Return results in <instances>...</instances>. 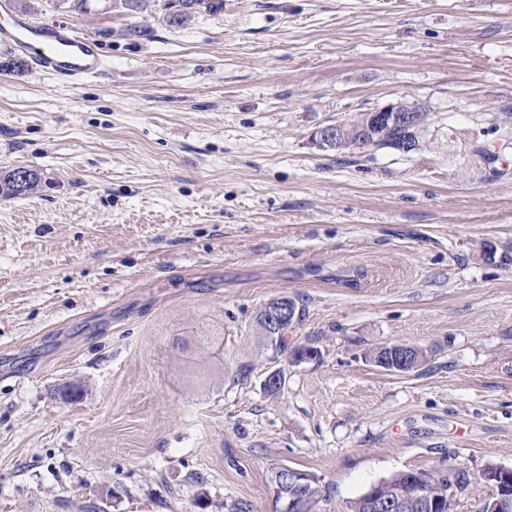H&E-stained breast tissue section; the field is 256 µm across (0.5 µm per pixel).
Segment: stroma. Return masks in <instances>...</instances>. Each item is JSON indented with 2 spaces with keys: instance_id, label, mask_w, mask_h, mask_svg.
<instances>
[{
  "instance_id": "obj_1",
  "label": "stroma",
  "mask_w": 512,
  "mask_h": 512,
  "mask_svg": "<svg viewBox=\"0 0 512 512\" xmlns=\"http://www.w3.org/2000/svg\"><path fill=\"white\" fill-rule=\"evenodd\" d=\"M39 3L105 70L0 71V168L46 181L0 198V512H275L279 466L347 512L402 470L512 467V0ZM401 100L416 151L312 142ZM393 343L427 363L365 361ZM288 298H284V302L281 303V307L278 308L275 312H273L272 318L268 319V321L271 322V328L278 331V337H281V335H285L288 331V327L291 325L289 324L292 322V312L289 304L287 303ZM271 302L266 303L258 312L256 318H257V324L259 328L261 329L263 335L266 337L267 346L274 350V352L279 353L286 345V338L281 337L278 338L277 334H269L266 331V323H265V316H266V310L269 307ZM273 336V337H272ZM373 350L369 349L365 357H370ZM423 350L421 348L394 343L374 348L371 362L384 371L395 373H411L422 362Z\"/></svg>"
}]
</instances>
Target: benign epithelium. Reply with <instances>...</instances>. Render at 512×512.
<instances>
[{
  "instance_id": "1",
  "label": "benign epithelium",
  "mask_w": 512,
  "mask_h": 512,
  "mask_svg": "<svg viewBox=\"0 0 512 512\" xmlns=\"http://www.w3.org/2000/svg\"><path fill=\"white\" fill-rule=\"evenodd\" d=\"M426 116L421 108L402 101L377 108L366 113L359 125L346 129L341 123L322 126L314 135L316 145L322 150H340L352 148L365 151L381 146V141L389 137L393 127L403 134L398 150L414 151L419 148L417 134L424 126ZM292 312L288 303L273 312L270 318L271 328L284 335L292 322ZM423 350L405 344L394 343L374 348L371 362L387 372L411 373L422 362ZM276 476L288 481V487L299 490L291 494L288 501L280 506V512H298L306 500L305 484L310 474L282 466ZM483 477L489 483L492 493L489 512H512V468L494 467V471L484 470ZM441 500L438 488L431 484H419L412 489L380 484L368 492L360 501V512H404L412 503H417L424 512H434Z\"/></svg>"
}]
</instances>
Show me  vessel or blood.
<instances>
[{
  "instance_id": "1",
  "label": "vessel or blood",
  "mask_w": 512,
  "mask_h": 512,
  "mask_svg": "<svg viewBox=\"0 0 512 512\" xmlns=\"http://www.w3.org/2000/svg\"><path fill=\"white\" fill-rule=\"evenodd\" d=\"M0 42L26 53L37 68L69 84L98 76L104 69L94 38L71 26H40L17 17L11 25L0 26Z\"/></svg>"
}]
</instances>
